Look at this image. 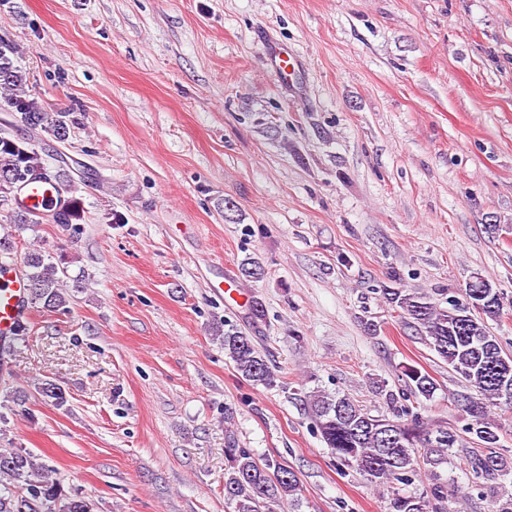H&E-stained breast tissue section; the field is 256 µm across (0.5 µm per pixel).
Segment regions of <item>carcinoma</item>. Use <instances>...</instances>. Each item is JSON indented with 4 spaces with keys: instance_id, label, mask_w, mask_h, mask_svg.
Here are the masks:
<instances>
[{
    "instance_id": "obj_1",
    "label": "carcinoma",
    "mask_w": 512,
    "mask_h": 512,
    "mask_svg": "<svg viewBox=\"0 0 512 512\" xmlns=\"http://www.w3.org/2000/svg\"><path fill=\"white\" fill-rule=\"evenodd\" d=\"M0 89L5 91L9 123L20 122L31 136L0 135V211L7 212L10 224L0 233V256L12 254L16 235L32 230L49 216L53 223L67 226L79 208L71 206L50 215L34 214L17 202L20 184L31 179L53 183L58 190L71 192L73 176L65 160L51 168L45 149H37L32 136L46 134L65 140L69 125L76 121L70 112H49L29 91L27 75L18 64L17 48L0 41ZM21 262L26 272L28 294L33 307L65 313L71 295L64 284L65 259L55 258L45 249L27 251ZM383 298L397 313L402 326L416 331L448 363L477 397L464 399L472 417L466 432L482 443L481 453L470 461L473 476L488 480L512 473V458L497 450V434L489 413L493 407L512 409V355L504 352L488 321L501 318L504 292L479 274L469 279L462 303L440 300L398 284L380 289ZM224 355L237 373L253 385L271 386L274 375L268 361L246 332L231 327L221 334ZM409 394L417 400L433 397L437 384L426 371L415 366L402 370ZM34 388L57 408L67 403L64 390L50 380ZM305 404L326 447L340 468L354 469L376 485H395L389 512H448V499L458 490L446 482H436L430 497L406 494L398 485L408 486L417 476L448 460L449 449L457 443L448 427H428L416 415L397 408L398 396L386 391L390 415L374 416L349 395L330 396L318 391L304 396ZM224 501L232 512H277L282 503L300 505L296 475L277 460L258 459L235 440L224 449ZM56 470L45 459L24 448H0V512H97L95 502L68 490L55 477Z\"/></svg>"
}]
</instances>
